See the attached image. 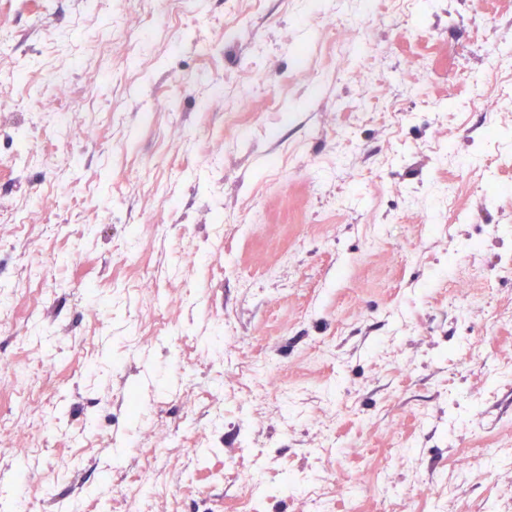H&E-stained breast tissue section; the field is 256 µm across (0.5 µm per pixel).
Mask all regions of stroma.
Instances as JSON below:
<instances>
[{
	"label": "stroma",
	"instance_id": "obj_1",
	"mask_svg": "<svg viewBox=\"0 0 512 512\" xmlns=\"http://www.w3.org/2000/svg\"><path fill=\"white\" fill-rule=\"evenodd\" d=\"M359 8L0 13V156L21 130L38 152L0 173V289L48 257L56 279L38 317L0 326V360L39 376L0 403V512L24 495L28 512H233L246 467L264 512H512V322L490 320L512 277L466 301L481 283L456 267L512 255V93L461 109L486 46L512 47V0H378L363 32ZM61 82L78 96L63 128ZM245 84V128L225 135ZM461 172L470 223L426 230ZM133 237L139 270L119 264ZM156 311L166 337L139 341ZM268 358L283 410L235 396L240 365Z\"/></svg>",
	"mask_w": 512,
	"mask_h": 512
}]
</instances>
